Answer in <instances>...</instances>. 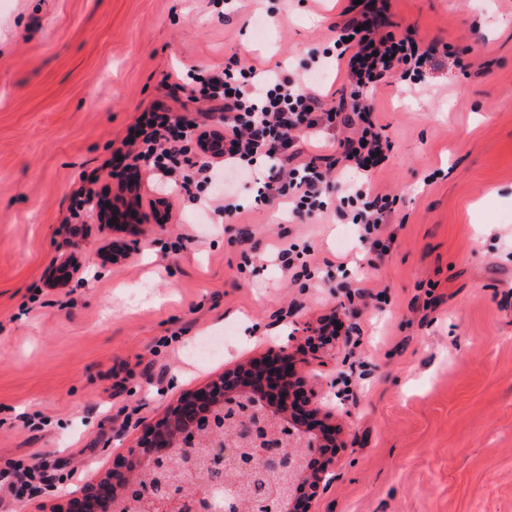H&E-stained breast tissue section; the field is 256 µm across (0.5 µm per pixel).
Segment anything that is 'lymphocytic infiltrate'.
I'll return each mask as SVG.
<instances>
[{"instance_id": "obj_1", "label": "lymphocytic infiltrate", "mask_w": 512, "mask_h": 512, "mask_svg": "<svg viewBox=\"0 0 512 512\" xmlns=\"http://www.w3.org/2000/svg\"><path fill=\"white\" fill-rule=\"evenodd\" d=\"M385 9L381 0H352L304 76L285 65L262 69L232 61L219 70L176 74L174 88L189 89L192 100L208 103V110L191 118L152 102L128 128L117 155L149 161L187 191L208 189L221 173L244 175L255 202L286 201L301 221L329 213L372 239L394 213L397 198L371 187L391 143L368 100L390 78L421 82L437 55L411 33L383 30ZM330 61L344 71L349 109L329 105L327 93L310 79ZM340 126L351 134L339 142V164L302 160L301 139ZM216 133L224 137L217 162L201 152L203 138Z\"/></svg>"}]
</instances>
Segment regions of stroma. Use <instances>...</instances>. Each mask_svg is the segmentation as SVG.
<instances>
[{
  "mask_svg": "<svg viewBox=\"0 0 512 512\" xmlns=\"http://www.w3.org/2000/svg\"><path fill=\"white\" fill-rule=\"evenodd\" d=\"M342 0H7L0 7V468L38 454L59 487L0 512H60L184 392L294 341L339 304L352 342L336 368L347 451L311 512H512V0H391L393 30L451 45L427 81L380 86L392 150L372 179L398 195L377 242L241 191L225 223L191 196L140 189L138 222L109 230L70 198L108 161L164 75L193 66L297 68ZM267 27L257 39L256 21ZM164 230H156L157 221ZM311 250L300 277L279 250ZM117 263H107L112 250ZM79 270L62 285L51 271ZM240 323L221 361L197 337ZM124 427L122 440L112 431ZM231 330H225L224 340L221 338H206L190 345L187 354L199 363H205L212 357L224 352V342L230 338Z\"/></svg>",
  "mask_w": 512,
  "mask_h": 512,
  "instance_id": "obj_1",
  "label": "stroma"
}]
</instances>
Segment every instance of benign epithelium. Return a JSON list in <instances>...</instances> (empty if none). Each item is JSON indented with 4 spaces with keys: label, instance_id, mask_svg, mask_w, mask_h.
Returning <instances> with one entry per match:
<instances>
[{
    "label": "benign epithelium",
    "instance_id": "benign-epithelium-1",
    "mask_svg": "<svg viewBox=\"0 0 512 512\" xmlns=\"http://www.w3.org/2000/svg\"><path fill=\"white\" fill-rule=\"evenodd\" d=\"M351 342L349 335L329 332L326 323L310 330L305 347L287 344L261 358L235 363L224 378L181 396L150 424L134 446L112 460L115 494L135 499L152 473H164L172 449L186 444L209 449L192 474L172 486L159 480L158 512H239L238 484L214 485L203 479L212 466L239 474L256 470L297 474L291 498L268 512H310L312 501L333 479L330 466L346 441L336 416L344 411L336 379L316 384L301 368L336 360ZM100 501L98 481L86 484L69 512H87Z\"/></svg>",
    "mask_w": 512,
    "mask_h": 512
}]
</instances>
